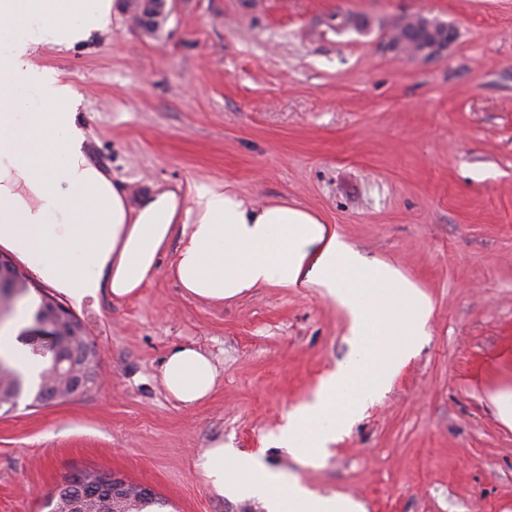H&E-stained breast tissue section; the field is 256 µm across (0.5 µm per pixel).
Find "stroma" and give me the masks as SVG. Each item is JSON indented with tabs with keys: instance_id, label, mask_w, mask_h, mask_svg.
<instances>
[{
	"instance_id": "35a3bbf8",
	"label": "stroma",
	"mask_w": 512,
	"mask_h": 512,
	"mask_svg": "<svg viewBox=\"0 0 512 512\" xmlns=\"http://www.w3.org/2000/svg\"><path fill=\"white\" fill-rule=\"evenodd\" d=\"M416 15L456 32L430 63L385 48ZM36 60L82 95L88 155L130 200L227 182L288 202L395 267L431 314L329 455L295 457L276 439L348 358L345 312L311 285L196 300L168 246L139 296L74 308L94 385L0 415V512H50L77 471L147 487L165 512H265L205 477L218 440L365 512H512V428L493 403L512 392V0H174L153 33L113 0L109 32ZM181 345L219 371L192 406L161 382Z\"/></svg>"
}]
</instances>
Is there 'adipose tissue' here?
I'll use <instances>...</instances> for the list:
<instances>
[{"label": "adipose tissue", "instance_id": "ef3b65f1", "mask_svg": "<svg viewBox=\"0 0 512 512\" xmlns=\"http://www.w3.org/2000/svg\"><path fill=\"white\" fill-rule=\"evenodd\" d=\"M111 22L112 0H0V246L77 306L139 295L174 239L173 273L200 301L263 286L324 288L349 316L352 354L289 411L278 436L291 453L324 456L416 351L430 310L398 270L363 260L335 227L286 202L251 203L224 183L193 194L157 185L130 203L87 155L81 95L63 72L34 61L41 43L70 48ZM217 377L191 346L176 348L161 373L184 405L206 398ZM201 467L217 491L258 499L268 512H362L350 497L283 480L220 441Z\"/></svg>", "mask_w": 512, "mask_h": 512}]
</instances>
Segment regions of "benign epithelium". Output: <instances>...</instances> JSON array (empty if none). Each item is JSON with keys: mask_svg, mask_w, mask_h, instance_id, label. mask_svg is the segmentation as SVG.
<instances>
[{"mask_svg": "<svg viewBox=\"0 0 512 512\" xmlns=\"http://www.w3.org/2000/svg\"><path fill=\"white\" fill-rule=\"evenodd\" d=\"M167 0H128L127 10L133 24L142 30L153 31L166 18ZM448 26L432 22V41L421 49L415 50L411 57L423 62L435 60L448 49ZM10 259L0 257V287L6 286L16 290L26 287L24 277L17 271L9 269ZM29 336H58L61 349L54 355L52 373L45 377L41 390L44 403L61 397L75 395L87 390L95 383L98 375V354L86 340L80 339L84 330L76 325V320L69 310L60 304L55 305L54 315L49 320L34 322Z\"/></svg>", "mask_w": 512, "mask_h": 512, "instance_id": "7a95c632", "label": "benign epithelium"}]
</instances>
